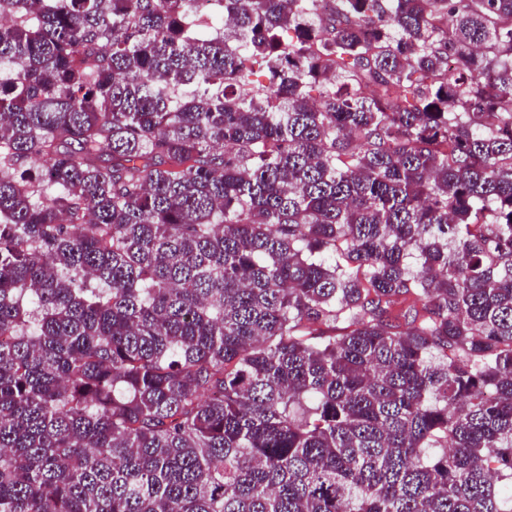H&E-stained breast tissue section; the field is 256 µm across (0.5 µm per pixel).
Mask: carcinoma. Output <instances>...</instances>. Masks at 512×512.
Segmentation results:
<instances>
[{"label":"carcinoma","instance_id":"carcinoma-1","mask_svg":"<svg viewBox=\"0 0 512 512\" xmlns=\"http://www.w3.org/2000/svg\"><path fill=\"white\" fill-rule=\"evenodd\" d=\"M0 0V512H512V0Z\"/></svg>","mask_w":512,"mask_h":512}]
</instances>
